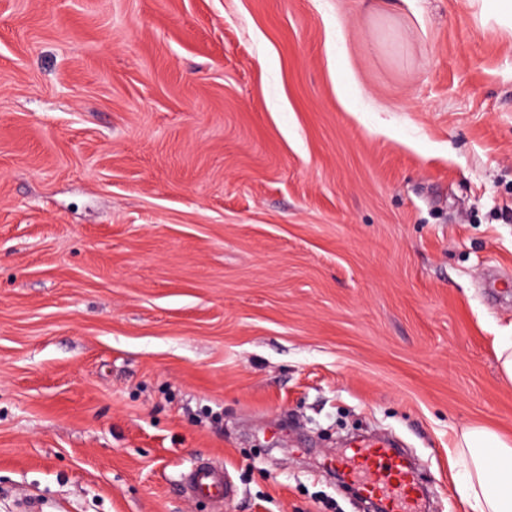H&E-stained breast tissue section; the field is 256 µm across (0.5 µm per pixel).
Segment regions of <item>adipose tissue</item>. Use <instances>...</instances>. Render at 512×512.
<instances>
[{
	"mask_svg": "<svg viewBox=\"0 0 512 512\" xmlns=\"http://www.w3.org/2000/svg\"><path fill=\"white\" fill-rule=\"evenodd\" d=\"M454 454L462 475L457 492L473 512H512V467L494 468L488 462L492 454L512 460V444L474 426L458 436Z\"/></svg>",
	"mask_w": 512,
	"mask_h": 512,
	"instance_id": "obj_1",
	"label": "adipose tissue"
}]
</instances>
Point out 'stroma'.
Wrapping results in <instances>:
<instances>
[{
  "mask_svg": "<svg viewBox=\"0 0 512 512\" xmlns=\"http://www.w3.org/2000/svg\"><path fill=\"white\" fill-rule=\"evenodd\" d=\"M512 30L471 0H0V512H363L512 441ZM349 475L376 499L382 512H420L423 489L415 473L393 448H368ZM232 489L224 478V467L211 459H203L182 479L180 494L186 500L204 498L214 512L224 511V499Z\"/></svg>",
  "mask_w": 512,
  "mask_h": 512,
  "instance_id": "35a3bbf8",
  "label": "stroma"
}]
</instances>
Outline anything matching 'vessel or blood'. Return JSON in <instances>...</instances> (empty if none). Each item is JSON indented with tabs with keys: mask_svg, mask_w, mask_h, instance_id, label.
Here are the masks:
<instances>
[{
	"mask_svg": "<svg viewBox=\"0 0 512 512\" xmlns=\"http://www.w3.org/2000/svg\"><path fill=\"white\" fill-rule=\"evenodd\" d=\"M350 475L369 497L379 502L382 512H421L423 489L394 449H366L359 454ZM231 493L223 466L210 459L200 461L180 485L184 499H206L213 512H224V501Z\"/></svg>",
	"mask_w": 512,
	"mask_h": 512,
	"instance_id": "obj_1",
	"label": "vessel or blood"
}]
</instances>
